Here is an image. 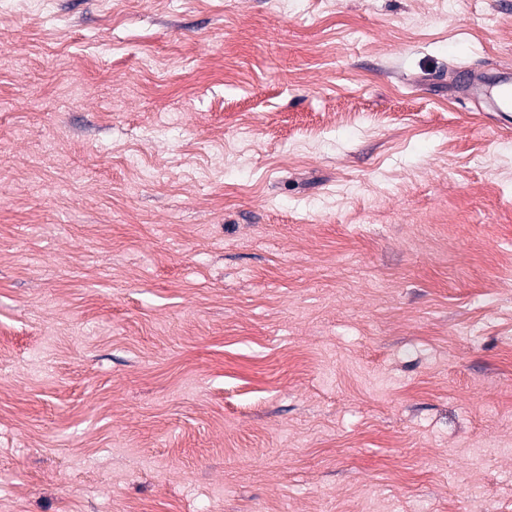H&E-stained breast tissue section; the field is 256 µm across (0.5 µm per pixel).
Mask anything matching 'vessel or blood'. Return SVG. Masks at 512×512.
I'll return each mask as SVG.
<instances>
[{"instance_id": "1", "label": "vessel or blood", "mask_w": 512, "mask_h": 512, "mask_svg": "<svg viewBox=\"0 0 512 512\" xmlns=\"http://www.w3.org/2000/svg\"><path fill=\"white\" fill-rule=\"evenodd\" d=\"M448 91L456 99L475 103L485 111L507 115L512 112V69H459L452 76Z\"/></svg>"}]
</instances>
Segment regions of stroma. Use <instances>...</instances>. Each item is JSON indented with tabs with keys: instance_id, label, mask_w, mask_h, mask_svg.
<instances>
[{
	"instance_id": "obj_1",
	"label": "stroma",
	"mask_w": 512,
	"mask_h": 512,
	"mask_svg": "<svg viewBox=\"0 0 512 512\" xmlns=\"http://www.w3.org/2000/svg\"><path fill=\"white\" fill-rule=\"evenodd\" d=\"M512 0L0 15V512H512ZM448 93L458 100L482 105L487 112H499L507 122L508 112H512V69L461 68L448 83Z\"/></svg>"
}]
</instances>
